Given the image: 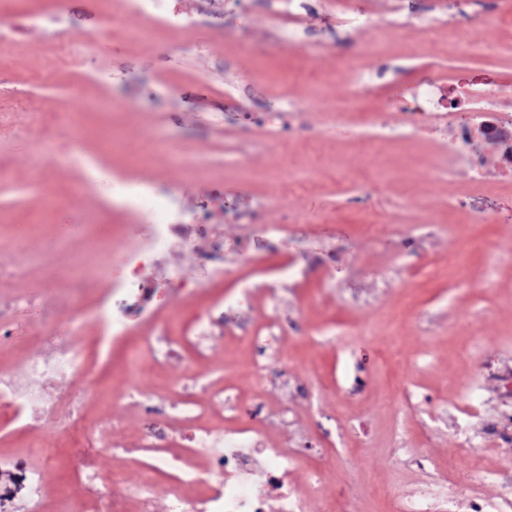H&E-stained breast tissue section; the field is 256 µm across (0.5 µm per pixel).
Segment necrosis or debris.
Masks as SVG:
<instances>
[{"instance_id":"1","label":"necrosis or debris","mask_w":512,"mask_h":512,"mask_svg":"<svg viewBox=\"0 0 512 512\" xmlns=\"http://www.w3.org/2000/svg\"><path fill=\"white\" fill-rule=\"evenodd\" d=\"M472 106L459 132L462 141L493 136L512 148V117L488 122L481 94L468 93ZM138 207L153 210L155 222L149 240L126 249L122 282L105 286L82 273L70 274L55 306L69 314V329L49 355L32 354L0 366V420L24 433L40 436L54 431L67 450L74 482L81 496L65 503L64 512H307L308 491L319 492L320 512H354V506L326 492L325 466L308 472L306 486L289 476L298 454L289 448H264L258 431L230 425L222 430L199 421L204 407L193 393L203 379L192 369L173 390L182 394L176 412L166 415L165 430L146 427L135 445L113 441L123 428L120 419L88 422V411L110 368L115 341L127 336L125 308L114 306L121 295L149 300L152 291L142 272L154 253L182 235L184 227L170 221L168 210L143 191L135 196ZM65 381L67 408L55 396L30 385L31 376ZM112 456L109 470L98 466L100 457ZM136 456L139 477L126 479L129 456ZM53 455L32 460L0 455V512H43L46 478L55 468ZM502 471L486 467L473 455L468 468L454 471L451 480H433L411 488L389 483L382 494L389 512H512V493L486 496ZM168 481L163 507H156L159 478Z\"/></svg>"}]
</instances>
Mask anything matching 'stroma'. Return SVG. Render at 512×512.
Instances as JSON below:
<instances>
[{"mask_svg": "<svg viewBox=\"0 0 512 512\" xmlns=\"http://www.w3.org/2000/svg\"><path fill=\"white\" fill-rule=\"evenodd\" d=\"M159 13L166 29L134 39ZM0 31V245H28L0 283L20 296L1 360L56 349L68 316L41 313L75 261L95 252L109 283L120 248L148 238L154 214L121 189L133 176L224 250L202 237L148 266L158 312L130 314L131 336L181 335L197 310L253 290L250 305L226 301L208 358L181 347L145 388L195 366L241 405L211 403L204 424L307 449L300 481L336 459L332 487L356 512H380V482L436 479L415 460L447 464L458 428L491 463L512 460V168L484 139L449 151L457 129L440 117L466 112L469 90L512 113V0H0ZM486 37L492 50H473ZM174 267L200 282L194 298L165 295ZM273 322L281 357L259 381L250 339ZM146 356L117 348L92 418L117 412L113 389Z\"/></svg>", "mask_w": 512, "mask_h": 512, "instance_id": "stroma-1", "label": "stroma"}]
</instances>
